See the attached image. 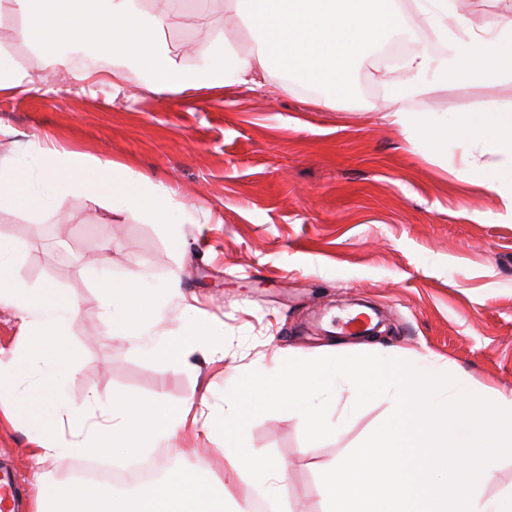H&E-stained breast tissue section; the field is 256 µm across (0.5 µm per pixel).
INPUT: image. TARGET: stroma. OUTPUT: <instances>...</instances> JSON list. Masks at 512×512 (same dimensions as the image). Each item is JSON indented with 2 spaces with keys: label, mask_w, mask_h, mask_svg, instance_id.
I'll use <instances>...</instances> for the list:
<instances>
[{
  "label": "stroma",
  "mask_w": 512,
  "mask_h": 512,
  "mask_svg": "<svg viewBox=\"0 0 512 512\" xmlns=\"http://www.w3.org/2000/svg\"><path fill=\"white\" fill-rule=\"evenodd\" d=\"M164 33L184 68L200 62L185 42L197 31L226 38L240 52L247 29L226 0H183ZM22 19L0 16V50L19 69L38 73L43 55L16 39ZM89 59L74 53L38 92H0V157L18 145L52 138L65 149L128 165L169 188L192 216L167 230L112 210L99 194L60 207L0 213V239L21 251L15 278L50 284L77 306L67 341L73 372L61 403L81 407L89 387L102 401L127 393L159 408L195 402L201 422L216 423L230 388L246 373L272 367L280 349L315 352L332 344L346 355L389 346L394 358L432 370L451 369L456 383L486 400L512 397V216L464 172L466 143L444 151L409 140L386 116L383 86L400 81L391 66H363L337 108L313 104L294 84L282 92L249 84L150 91L111 78L81 85ZM414 112L454 120L512 107V79L451 81L413 99ZM145 270L162 283L178 277L198 299L206 324L223 329L224 358L182 366L143 357L113 337L98 288ZM379 309L380 332L340 331L337 314L350 301ZM207 405H200V398ZM389 398L352 413L328 439L308 443L299 414H263L245 429V445L285 465L275 493L260 485L250 498L273 512H322L324 467L358 446L386 415ZM22 419L0 415V468L20 484L8 505L33 512L38 482L70 485L77 459L41 466ZM159 473L224 457L200 425L180 432L176 450L154 454Z\"/></svg>",
  "instance_id": "35a3bbf8"
}]
</instances>
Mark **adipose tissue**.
Instances as JSON below:
<instances>
[{
    "instance_id": "1",
    "label": "adipose tissue",
    "mask_w": 512,
    "mask_h": 512,
    "mask_svg": "<svg viewBox=\"0 0 512 512\" xmlns=\"http://www.w3.org/2000/svg\"><path fill=\"white\" fill-rule=\"evenodd\" d=\"M227 2L234 17L248 29L251 49L243 54L226 40H214L192 70L182 68L160 38L163 29L176 22V14L164 9L145 12L139 0H93L100 26L82 33L77 47L91 54L100 34L112 33L120 45L113 48L106 62L116 86L135 81L152 90L184 91L257 84L275 75L280 79V90H289L294 82L306 83L317 91L315 104L333 108L349 96L352 71L371 62L381 45L401 33L405 20L396 0ZM60 3L0 0V10L23 18L18 37L26 41L38 29L61 21ZM414 4L428 16L433 34L446 51L435 58L421 48L403 58V79L386 88L388 117L408 136H426L440 145L448 140L447 123H435L409 111L406 100L431 92L459 72L460 50L465 46L498 56V75L512 73L504 64L512 54V26L455 17L452 0H414ZM465 123L471 139L480 147L479 155L467 156V173L512 213V109L476 112ZM486 154L491 155V162H483ZM36 167L47 186L42 195L33 194L29 188L31 171ZM80 194L106 195L113 209L139 214L155 224L175 220L169 191L127 165L38 143L18 147L10 157L0 159V211L24 205L60 206L69 196ZM18 251L15 243L0 240V305L12 306L28 332L20 353L0 360V394H9L11 408L22 411L36 430L32 457L40 463L51 456L82 454L102 435L125 433L130 416L113 405L102 406L99 420L93 422L79 409L60 413V390L72 372L66 336L77 309L56 289L21 286L13 275ZM102 286L103 302L112 314L113 336L126 339L135 351L181 364L189 363L197 354L208 357L222 352V337L198 328L196 308L182 302L178 279L160 286L147 273L134 271L120 281L103 280ZM131 287L152 301L150 311L139 318L131 315L127 293ZM177 300L182 303L179 327L159 330L167 305ZM33 368L40 371L34 385L18 388L16 379ZM191 411V405L181 404L150 415V442L124 446V453L167 452ZM63 425L72 437L65 447L55 437ZM229 496L228 485L214 480L205 468L172 470L143 486L132 500L130 512H224Z\"/></svg>"
}]
</instances>
